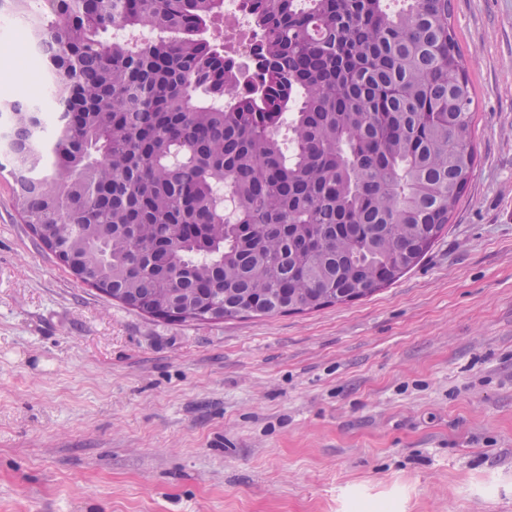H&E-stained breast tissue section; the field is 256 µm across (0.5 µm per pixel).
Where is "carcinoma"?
Returning <instances> with one entry per match:
<instances>
[{"instance_id": "1", "label": "carcinoma", "mask_w": 512, "mask_h": 512, "mask_svg": "<svg viewBox=\"0 0 512 512\" xmlns=\"http://www.w3.org/2000/svg\"><path fill=\"white\" fill-rule=\"evenodd\" d=\"M223 2L0 0L47 47L56 113L0 102L18 212L82 282L150 316L377 293L445 232L475 164L449 0H248L263 72L228 101L236 76L204 37ZM114 26L157 37L104 40Z\"/></svg>"}]
</instances>
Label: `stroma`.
<instances>
[{
  "label": "stroma",
  "mask_w": 512,
  "mask_h": 512,
  "mask_svg": "<svg viewBox=\"0 0 512 512\" xmlns=\"http://www.w3.org/2000/svg\"><path fill=\"white\" fill-rule=\"evenodd\" d=\"M475 166L374 295L177 322L78 279L0 176V512H512V0H451ZM0 46V95L33 93Z\"/></svg>",
  "instance_id": "1"
}]
</instances>
